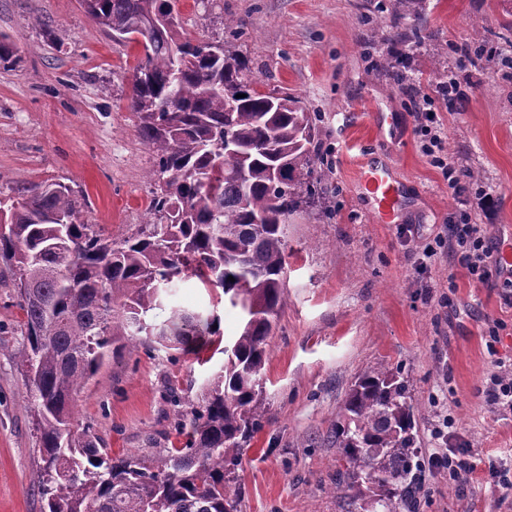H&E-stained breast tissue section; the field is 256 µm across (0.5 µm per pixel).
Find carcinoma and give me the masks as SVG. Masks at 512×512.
Masks as SVG:
<instances>
[{
    "label": "carcinoma",
    "mask_w": 512,
    "mask_h": 512,
    "mask_svg": "<svg viewBox=\"0 0 512 512\" xmlns=\"http://www.w3.org/2000/svg\"><path fill=\"white\" fill-rule=\"evenodd\" d=\"M428 0H389L416 21ZM109 35L142 46L129 108L156 169L145 223L116 240L77 223L68 185L45 183L0 201V272L24 313L20 355L38 441L41 512H241L232 489L267 414V345L285 306L288 216L320 198L325 170L313 144L318 113L292 94L256 88L245 58L185 36L176 0H82ZM162 17L143 31L139 21ZM233 280H228V277ZM195 279L241 311L242 331L221 345L216 319L170 305ZM169 317L156 323V311ZM222 348L221 371L199 393L165 399L181 448L112 454L74 428L78 394L109 357L142 336L175 363L196 336ZM417 416L407 382L380 363L349 390L334 439L336 488L363 512H406L415 486Z\"/></svg>",
    "instance_id": "1"
}]
</instances>
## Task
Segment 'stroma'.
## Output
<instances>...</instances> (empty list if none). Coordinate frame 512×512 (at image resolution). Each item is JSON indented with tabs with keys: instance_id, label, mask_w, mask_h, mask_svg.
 Masks as SVG:
<instances>
[{
	"instance_id": "stroma-1",
	"label": "stroma",
	"mask_w": 512,
	"mask_h": 512,
	"mask_svg": "<svg viewBox=\"0 0 512 512\" xmlns=\"http://www.w3.org/2000/svg\"><path fill=\"white\" fill-rule=\"evenodd\" d=\"M384 0H178L192 37L242 53L265 92L299 96L319 112L315 148L328 168L321 207L288 218L286 304L267 346L268 414L240 471L242 512H360L335 490L340 453L329 438L351 385L385 362L419 408L423 461L414 512H512L490 468L512 458V414L484 400L498 363L512 364V308L501 286L448 262L441 245L459 210L456 194L424 151L415 117L437 115L444 153L477 175L470 192L494 198L493 234L512 229V0H429L421 42ZM243 23L240 36L224 27ZM0 34L20 50L0 64V199L61 182L81 195L79 219L113 237L143 223L155 156L127 107L141 49L112 39L80 0H0ZM406 62V80L389 68ZM457 83L465 100L443 88ZM390 120L375 126V113ZM433 130V131H434ZM381 153L406 184L394 223H377L355 177L361 150ZM434 257L423 258L426 246ZM176 304L219 315L231 341L239 309L194 280ZM9 276L0 275V512H41L33 488L36 437L17 368L24 347ZM500 323L488 352L486 333ZM224 363L215 354L178 364L144 349L106 361L76 401L75 421L112 452L166 443L167 386H201ZM447 424L448 438L432 429ZM470 456L469 480L428 466L435 449Z\"/></svg>"
}]
</instances>
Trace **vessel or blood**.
Instances as JSON below:
<instances>
[{
  "instance_id": "vessel-or-blood-1",
  "label": "vessel or blood",
  "mask_w": 512,
  "mask_h": 512,
  "mask_svg": "<svg viewBox=\"0 0 512 512\" xmlns=\"http://www.w3.org/2000/svg\"><path fill=\"white\" fill-rule=\"evenodd\" d=\"M358 183L370 198L377 221L382 224L394 223L405 196L401 183L387 164L377 156L365 157Z\"/></svg>"
}]
</instances>
